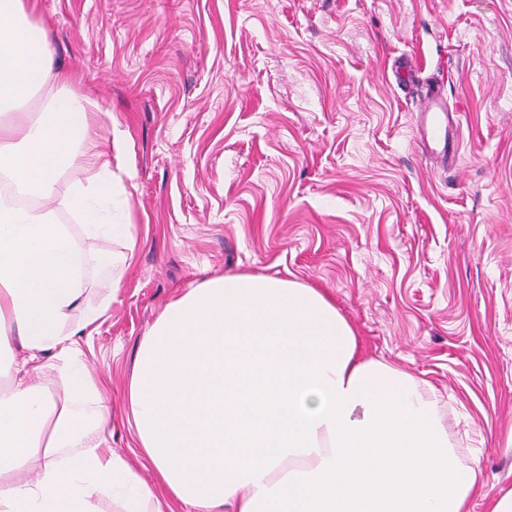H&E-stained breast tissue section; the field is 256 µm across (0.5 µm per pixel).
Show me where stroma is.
<instances>
[{"label":"stroma","mask_w":512,"mask_h":512,"mask_svg":"<svg viewBox=\"0 0 512 512\" xmlns=\"http://www.w3.org/2000/svg\"><path fill=\"white\" fill-rule=\"evenodd\" d=\"M57 63L124 133L112 180L136 239L94 238L83 341L111 382L112 447L136 461L122 390L166 304L223 273L318 288L364 352L436 387L479 457L492 512L512 491V0H29ZM416 69L399 85V58ZM461 118L457 164L428 154L418 103Z\"/></svg>","instance_id":"stroma-1"}]
</instances>
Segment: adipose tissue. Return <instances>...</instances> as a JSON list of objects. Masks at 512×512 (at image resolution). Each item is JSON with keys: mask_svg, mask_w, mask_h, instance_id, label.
Here are the masks:
<instances>
[{"mask_svg": "<svg viewBox=\"0 0 512 512\" xmlns=\"http://www.w3.org/2000/svg\"><path fill=\"white\" fill-rule=\"evenodd\" d=\"M52 89L45 117L24 104ZM90 101L56 65L26 0H0V512H467L483 495L460 459L441 396L400 368L365 358L350 324L317 289L250 273L210 278L172 300L141 340L124 402L144 480L111 444L103 378L73 314L85 259L49 205L64 167L68 200L99 236L110 224L112 150ZM22 196L34 205L19 204ZM57 361L55 389L33 383ZM35 464L34 475L24 472Z\"/></svg>", "mask_w": 512, "mask_h": 512, "instance_id": "ef3b65f1", "label": "adipose tissue"}]
</instances>
